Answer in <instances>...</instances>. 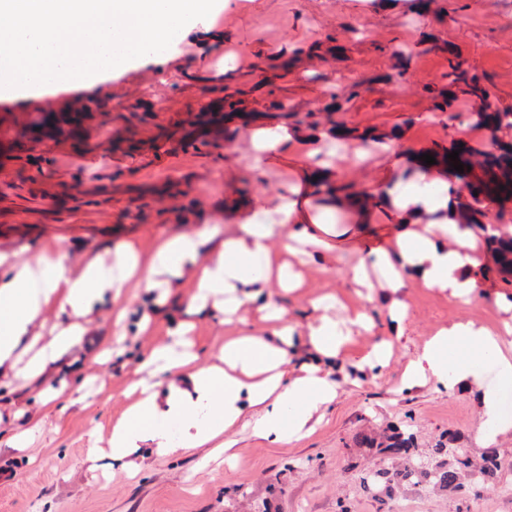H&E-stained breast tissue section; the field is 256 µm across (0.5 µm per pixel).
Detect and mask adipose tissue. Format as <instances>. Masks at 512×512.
<instances>
[{
    "instance_id": "ef3b65f1",
    "label": "adipose tissue",
    "mask_w": 512,
    "mask_h": 512,
    "mask_svg": "<svg viewBox=\"0 0 512 512\" xmlns=\"http://www.w3.org/2000/svg\"><path fill=\"white\" fill-rule=\"evenodd\" d=\"M250 138L254 165L262 169L271 155L289 144L303 138L323 142L327 135L279 126L252 130ZM328 175L323 164L298 168L287 196L276 208L278 221L266 223L263 202H253L238 218L239 234L225 238L209 257L201 255L207 239L200 234L173 237L153 255L142 281L145 289H153L156 273L194 262L198 306H205L218 293L231 295L238 309L260 299L267 319L278 321L279 327L267 336L252 327L248 316H240V332L225 341L217 363L210 365L199 364L180 335L172 345L153 349L143 362L151 375L140 382V399L112 427L113 460L152 452L174 456L217 440L229 449L234 444L229 437L233 431L273 443L288 442L306 433L313 417L335 401L337 385L329 368L346 341L342 321L325 314L324 300L313 301L320 315L308 324L304 336L311 359L297 369L289 353L297 328L284 321L282 309L273 300L263 297L274 285L290 289L301 285L290 264L272 257L270 241L277 233L314 252L330 250L331 238L347 241L355 237L356 227L373 223L372 201L387 192L392 206L385 216L395 231L388 247L374 252L380 275L369 280L357 267L354 282L390 292L388 314L398 325L403 324L408 306L397 292L409 278L448 292L452 298L474 300L471 272L481 262L480 248L503 237L505 231L495 224L481 229L458 224L457 200L443 190L448 183L446 172L427 167L418 172L416 185L403 191L384 183L365 195L342 197L319 209L312 205L310 193ZM340 211L352 214L353 226L339 229L330 222V214ZM124 283V277L107 275L96 258L73 266L60 254L17 265L0 282V377L23 386L41 376L81 342L85 333L81 317L104 297L120 294ZM51 305L69 315L68 326L33 356L23 358L17 351L20 341L31 336L35 322ZM489 363L495 365L502 383L512 384V338L470 321L459 322L422 344L405 367L403 384H428L447 391L479 389L481 416L492 425L498 419V397L483 387L484 367ZM160 372L178 373L180 379L166 390H157L151 377ZM173 423L179 427L175 437L169 431Z\"/></svg>"
}]
</instances>
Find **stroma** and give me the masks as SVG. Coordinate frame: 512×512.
Masks as SVG:
<instances>
[{"mask_svg":"<svg viewBox=\"0 0 512 512\" xmlns=\"http://www.w3.org/2000/svg\"><path fill=\"white\" fill-rule=\"evenodd\" d=\"M230 0L228 6L179 32L168 51L143 56L114 71L96 91L59 95L53 107L32 96L0 98V279L13 266L46 252L71 264L99 258L116 274V254L132 248L148 262L161 244L181 234H204L220 247L239 230L236 205L261 198L275 207L309 145L288 148L283 163L252 165L249 129L348 127L399 131V148L421 150L464 137L486 146L475 126L479 101L460 99L436 111L432 90L448 84V52L456 50L484 74L496 106L512 109V0ZM432 34L429 43L421 33ZM348 96L346 111H327L330 89ZM237 94L248 127L220 126L227 91ZM77 108L76 134L19 139L28 117ZM340 181L364 187L379 180L383 159L322 151ZM352 261L336 252L301 265L302 286L274 289L289 322L317 319L311 302L335 294L350 312L366 313L371 329L354 328L330 377L339 385L321 424L302 438L271 443L238 435L232 461L211 447L176 456L149 455L125 466L113 461L106 439L133 401L148 353L168 344L179 324L200 364L214 363L236 322L226 321L222 298L193 308V264L158 275L152 290L138 278L119 298L83 317L79 346L27 387L0 382V512H512V411L507 433L487 443L477 392L404 388L407 362L439 329L471 320L497 330L512 309V284L494 271L477 275L478 301L407 280L408 317L389 364L359 371L354 362L377 337L390 333L382 295L360 296ZM150 329L140 333L139 322ZM66 384L74 401L42 404L48 387ZM25 408L41 421L26 455L10 448ZM403 425L419 450L444 441L478 460L496 455L494 476L464 480L448 491L394 489L373 497L362 479L372 468H393L354 442L369 428Z\"/></svg>","mask_w":512,"mask_h":512,"instance_id":"1","label":"stroma"}]
</instances>
